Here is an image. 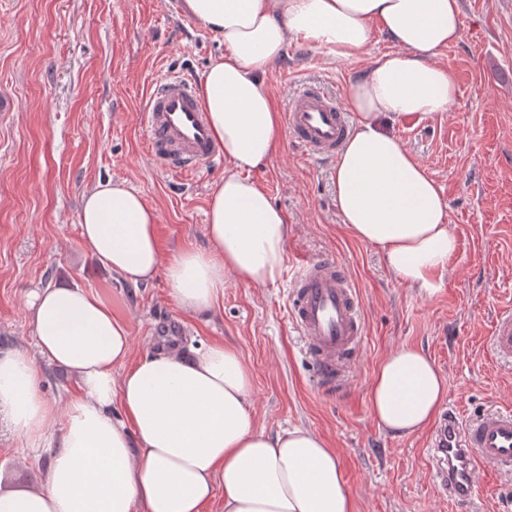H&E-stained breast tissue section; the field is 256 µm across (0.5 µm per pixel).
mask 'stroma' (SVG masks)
Masks as SVG:
<instances>
[{
    "label": "stroma",
    "instance_id": "35a3bbf8",
    "mask_svg": "<svg viewBox=\"0 0 512 512\" xmlns=\"http://www.w3.org/2000/svg\"><path fill=\"white\" fill-rule=\"evenodd\" d=\"M461 7L460 38L437 58L456 76L452 110L383 123L447 205L458 247L440 289L426 295L395 280L380 251L342 224L332 162L306 156L287 138L251 174L288 218L280 279L253 287L225 276L218 307L188 316L172 303L164 276L133 286L101 271L79 236V210L98 180L122 181L157 212L163 253L206 249L205 212L225 161L188 175L164 171L149 154L140 113L159 75L201 78L223 43L186 15L183 0H0V350L32 347V289L82 285L124 320L134 356L151 352L157 328L170 322L182 347L214 338L238 347L252 372L256 425L323 436L355 512H458L434 481L429 432L383 431L368 387L383 357L415 345L433 358L447 383L445 404L462 419L488 406L512 409V365L489 347L496 312L512 306V0H461ZM391 49L378 34L358 58L331 62L292 41L266 81L280 107L306 82L344 102L369 62ZM324 254L347 269L366 327L350 382L334 394L319 388L288 317L292 277ZM51 458L0 430V485L37 482ZM478 486L470 512H512V475L483 472Z\"/></svg>",
    "mask_w": 512,
    "mask_h": 512
}]
</instances>
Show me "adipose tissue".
Here are the masks:
<instances>
[{
	"label": "adipose tissue",
	"mask_w": 512,
	"mask_h": 512,
	"mask_svg": "<svg viewBox=\"0 0 512 512\" xmlns=\"http://www.w3.org/2000/svg\"><path fill=\"white\" fill-rule=\"evenodd\" d=\"M184 9L224 42L200 84L226 161L208 202V247L163 256L156 211L126 183L101 180L84 197L79 224L98 265L134 285L164 275L187 314L214 310L225 275L275 284L288 223L250 177L282 143L266 76L289 41L341 60L364 53L378 32L397 50L349 88L353 131L333 166L336 209L395 279L438 291L457 250L446 204L382 122L454 104L455 76L436 58L460 37V0H184ZM29 310L34 351H0V422L53 456L42 484L0 487V512H204L219 489L221 512H354L338 457L320 435L256 426L252 373L237 347L214 340L185 352L164 343L132 359L124 322L78 285L37 289ZM46 363L76 380L65 406L41 393ZM446 392L434 361L406 345L377 366L369 408L381 428L410 436L433 425Z\"/></svg>",
	"instance_id": "1"
}]
</instances>
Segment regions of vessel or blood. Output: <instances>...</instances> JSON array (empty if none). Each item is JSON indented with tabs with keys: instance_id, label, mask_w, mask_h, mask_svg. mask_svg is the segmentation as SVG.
Returning a JSON list of instances; mask_svg holds the SVG:
<instances>
[{
	"instance_id": "1",
	"label": "vessel or blood",
	"mask_w": 512,
	"mask_h": 512,
	"mask_svg": "<svg viewBox=\"0 0 512 512\" xmlns=\"http://www.w3.org/2000/svg\"><path fill=\"white\" fill-rule=\"evenodd\" d=\"M284 119L291 140L318 160L335 157L350 134L345 110L314 84L288 99ZM142 126L150 154L163 170L191 173L219 154L192 75L164 74L151 84ZM289 315L323 388H345L365 336L361 299L345 267L331 257L307 261L294 280ZM490 345L499 358L512 362L511 306L497 314ZM427 453L442 494L458 505L471 504L479 472L512 475V409L490 408L466 421L448 411Z\"/></svg>"
}]
</instances>
